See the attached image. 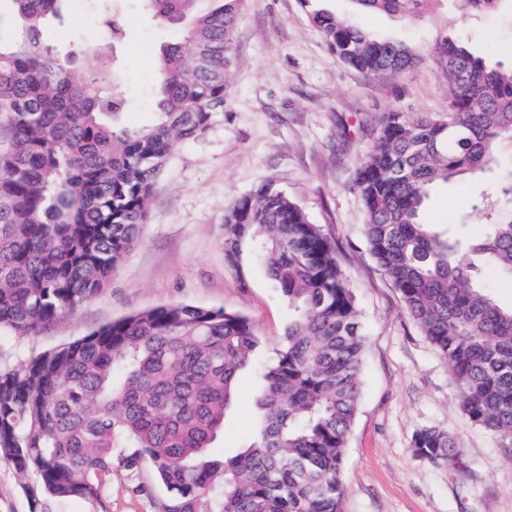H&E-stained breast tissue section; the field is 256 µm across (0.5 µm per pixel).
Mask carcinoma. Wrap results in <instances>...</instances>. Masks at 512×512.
Listing matches in <instances>:
<instances>
[{
    "label": "carcinoma",
    "instance_id": "cac0c4a2",
    "mask_svg": "<svg viewBox=\"0 0 512 512\" xmlns=\"http://www.w3.org/2000/svg\"><path fill=\"white\" fill-rule=\"evenodd\" d=\"M0 13V327L44 329L101 292L137 242L153 180L172 148L224 110L242 0H139L164 24H187L163 47L158 116L121 127V77L107 47L85 45L76 67L42 41L68 0H6ZM369 12L413 16L433 0H353ZM500 0H460L466 13ZM111 40L113 0H100ZM329 51L371 76L410 67L416 52L378 41L323 11L309 12ZM453 109L386 113L355 185L373 257L409 316L448 361L461 406L512 442V307L481 286L490 267L512 281V213L485 201L487 233L463 241L420 214L436 184L499 168L496 193L512 207V68L492 67L461 43L436 47ZM224 252L237 267L256 254L288 300V326L270 361L252 322L223 308L172 303L130 314L67 344L0 366V458L34 502L92 499L94 477L150 465L166 489L163 512H344L348 439L362 393L366 335L332 242L269 184L224 213ZM261 378L249 443L212 451L224 436L239 374ZM414 455L461 454L446 429L414 438Z\"/></svg>",
    "mask_w": 512,
    "mask_h": 512
}]
</instances>
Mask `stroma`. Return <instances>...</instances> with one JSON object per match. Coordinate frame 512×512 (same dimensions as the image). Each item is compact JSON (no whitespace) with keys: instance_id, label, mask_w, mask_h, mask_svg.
Returning <instances> with one entry per match:
<instances>
[{"instance_id":"obj_1","label":"stroma","mask_w":512,"mask_h":512,"mask_svg":"<svg viewBox=\"0 0 512 512\" xmlns=\"http://www.w3.org/2000/svg\"><path fill=\"white\" fill-rule=\"evenodd\" d=\"M372 37L414 49L419 60L393 75L371 77L332 56L299 0H244L234 37L224 110L197 138L177 144L154 180L137 244L105 288L40 333L0 330V362L9 364L86 335L129 314L171 303L223 308L248 317L264 349L280 341L288 304L263 266L235 268L224 254V212L234 200L270 183L297 202L334 243L336 258L364 316L367 349L360 410L344 465L345 512H512V445L471 421L460 406L445 358L410 318L398 290L371 255L354 174L373 146L380 117L446 111L448 76L434 53L450 36L486 62L512 66V0L462 16L456 0L404 17L360 12L351 0H316ZM123 38L113 49L127 109L123 126L156 119L153 95L163 45L182 41L183 27L158 23L135 0H123ZM96 0H69L64 20L50 21L44 41L61 58L89 42H107ZM499 171L434 186L424 222L480 234L473 208ZM250 370L238 378L218 450L235 454L252 435ZM448 429L465 471H451L412 452L423 428ZM34 476L0 459V512H158L166 497L150 467H120L99 477L93 499L45 498L26 492Z\"/></svg>"}]
</instances>
